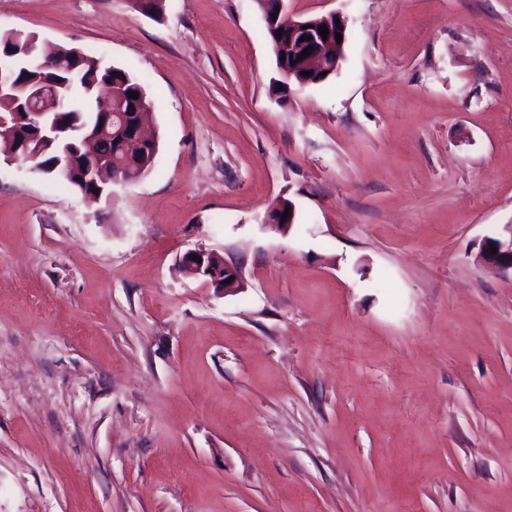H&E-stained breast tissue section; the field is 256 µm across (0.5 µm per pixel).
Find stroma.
<instances>
[{
	"label": "stroma",
	"instance_id": "1",
	"mask_svg": "<svg viewBox=\"0 0 512 512\" xmlns=\"http://www.w3.org/2000/svg\"><path fill=\"white\" fill-rule=\"evenodd\" d=\"M330 13L280 97L256 0H0L159 144L93 205L0 155V512H512V0H288ZM489 245H494L497 253L490 254ZM477 258L484 264L512 272V224H501L493 235L484 237ZM193 255H197L201 262L193 260ZM181 263L193 275L204 279L214 288L221 289L226 295L235 293L243 288V282L237 266L227 262L214 264L209 261L208 254L203 251L194 250L187 252L183 256ZM230 277H233V281L230 284H224V281H227Z\"/></svg>",
	"mask_w": 512,
	"mask_h": 512
}]
</instances>
